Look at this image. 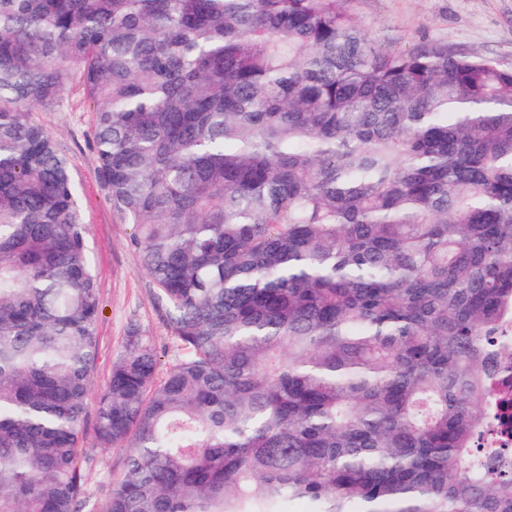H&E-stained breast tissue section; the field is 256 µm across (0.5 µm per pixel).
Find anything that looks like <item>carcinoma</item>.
<instances>
[{"instance_id":"carcinoma-1","label":"carcinoma","mask_w":512,"mask_h":512,"mask_svg":"<svg viewBox=\"0 0 512 512\" xmlns=\"http://www.w3.org/2000/svg\"><path fill=\"white\" fill-rule=\"evenodd\" d=\"M348 2L0 0V512L88 498L102 299L31 117L71 85L174 347L112 362L104 512H512V66Z\"/></svg>"}]
</instances>
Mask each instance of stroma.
Wrapping results in <instances>:
<instances>
[{"label": "stroma", "mask_w": 512, "mask_h": 512, "mask_svg": "<svg viewBox=\"0 0 512 512\" xmlns=\"http://www.w3.org/2000/svg\"><path fill=\"white\" fill-rule=\"evenodd\" d=\"M349 7L361 28L375 36L383 47L405 50L442 39L452 46L474 49L512 65V0H351ZM33 116L48 126L70 162L103 300L97 326L95 385L87 398L83 424L91 495L82 510L102 512L113 481L124 470L128 451L98 447L96 401L131 324L146 331L163 354L171 345L170 330L153 299L150 280L130 245L134 229L113 212L99 177L92 144L93 114L84 95L76 88L63 91L59 106L35 109Z\"/></svg>", "instance_id": "obj_1"}]
</instances>
